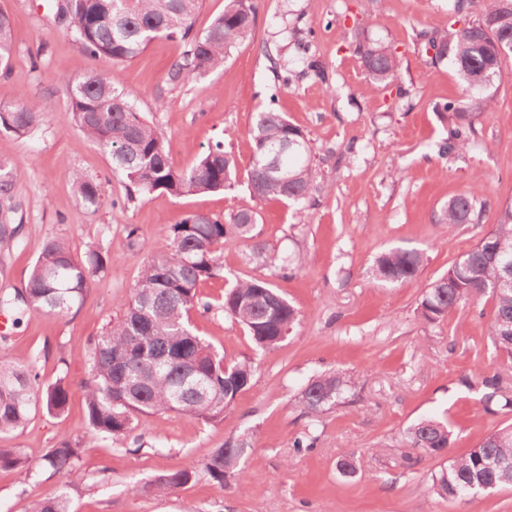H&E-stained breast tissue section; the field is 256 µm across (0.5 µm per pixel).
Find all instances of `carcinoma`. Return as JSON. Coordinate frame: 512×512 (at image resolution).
Here are the masks:
<instances>
[{
	"label": "carcinoma",
	"mask_w": 512,
	"mask_h": 512,
	"mask_svg": "<svg viewBox=\"0 0 512 512\" xmlns=\"http://www.w3.org/2000/svg\"><path fill=\"white\" fill-rule=\"evenodd\" d=\"M199 0H67L59 25L95 59L126 62L159 37L184 42L181 58L170 68L169 77L180 82L224 67V61L242 43L252 39L255 0H226L224 13L208 30L193 33V18ZM419 36L435 50L432 60H450L468 93V99L450 100L438 110L448 113V136L439 146L443 155L467 150L474 134L475 119L491 109L490 90L501 78V60L512 54V0H481L476 18L455 29L434 23ZM356 52L368 74L389 86L397 78L401 59L393 50L369 42L356 44ZM12 55L11 19L0 12V67L8 69ZM326 79L315 59L279 57L275 69L287 81L299 63ZM71 99L67 120L98 146L111 160L112 171L122 178L126 200L132 202L155 191L172 197L219 193L237 183L234 156L218 140L208 146L197 163L176 170L169 163L166 138L117 89L109 70H95L74 83L65 80ZM41 104L26 95L18 103L0 105V135L25 137L38 126ZM252 165L248 173L250 192L257 198L275 197L304 209L313 191L320 188L310 139L286 116L265 107L253 113L249 123ZM290 142L297 150L282 152ZM19 162L0 157V249L17 241L19 203L16 172ZM77 196L95 209L102 204L100 183L77 169H68ZM481 177L448 200L438 223L448 230L460 224H478L483 209L477 206ZM257 222L252 210H240L229 222L199 213L185 215L167 229L168 251L149 261L141 270L125 303V312L110 322L93 342L91 377L82 390L89 430L97 435L121 436L135 428L144 414L176 412L204 423L224 421V412L237 396L251 386L254 366L249 360L226 361L194 328L192 312H208L199 288L223 276L221 254L224 241L253 239ZM254 257L269 267L283 259L260 243L252 246ZM424 253L393 247L376 256L369 273L377 281L392 285L417 282ZM108 253L91 249L75 256L67 243L56 237L45 240L24 291L0 296V311L19 308L63 315L80 306L91 282L107 267ZM512 267V208L501 210L492 230L464 254L446 274L425 286L419 303L423 320L442 321L467 301L489 296L494 301L489 336L500 354L512 359V288L495 291ZM224 312L242 325L256 347L280 345L299 322V311L263 278L237 281L224 293ZM482 402L501 410H512V391L502 386L496 369L481 379ZM351 380L340 373L313 379L302 393V404L310 417L346 399ZM70 386L64 379L46 387L38 383L31 360L0 358V434L25 426L32 413L42 408L60 416L65 412ZM453 431L443 421L424 418L404 432V442L428 455H441L451 447ZM252 450L251 441L238 438L215 449L203 465L218 484L233 475H246L242 467ZM79 448L68 441L50 450L40 468L67 474L78 469ZM0 468L17 470L24 480L37 475L24 454L16 448H0ZM192 468L167 470L142 490L165 495L191 481ZM494 491L512 485V428L505 427L484 438L467 454L449 461L432 477L431 490L440 498L458 499L472 486ZM27 512H72L70 496L62 491L54 498L30 502Z\"/></svg>",
	"instance_id": "carcinoma-1"
}]
</instances>
